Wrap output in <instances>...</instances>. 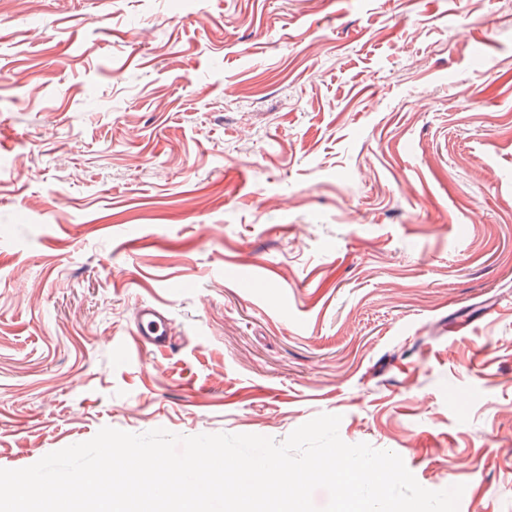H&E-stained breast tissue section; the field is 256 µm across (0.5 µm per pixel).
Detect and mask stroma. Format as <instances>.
I'll return each mask as SVG.
<instances>
[{
  "label": "stroma",
  "instance_id": "1",
  "mask_svg": "<svg viewBox=\"0 0 512 512\" xmlns=\"http://www.w3.org/2000/svg\"><path fill=\"white\" fill-rule=\"evenodd\" d=\"M0 132V468L338 414L512 512V0H0ZM136 336L141 344L155 348L170 345V320L153 304H140L135 311Z\"/></svg>",
  "mask_w": 512,
  "mask_h": 512
}]
</instances>
